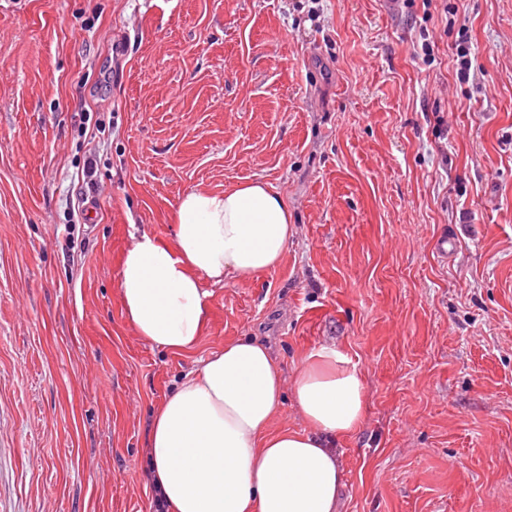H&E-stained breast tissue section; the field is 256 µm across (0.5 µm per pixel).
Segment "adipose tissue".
<instances>
[{"mask_svg": "<svg viewBox=\"0 0 512 512\" xmlns=\"http://www.w3.org/2000/svg\"><path fill=\"white\" fill-rule=\"evenodd\" d=\"M292 236L286 204L263 182L185 193L172 243L145 234L122 255L127 322L168 351L196 350L208 322L206 283L276 268ZM288 390L303 429L272 427ZM366 411L363 375L335 348L303 358L287 387L269 350L239 338L202 358L155 409L149 480L168 512H336V442Z\"/></svg>", "mask_w": 512, "mask_h": 512, "instance_id": "1", "label": "adipose tissue"}]
</instances>
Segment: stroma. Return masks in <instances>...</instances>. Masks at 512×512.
<instances>
[{
  "instance_id": "35a3bbf8",
  "label": "stroma",
  "mask_w": 512,
  "mask_h": 512,
  "mask_svg": "<svg viewBox=\"0 0 512 512\" xmlns=\"http://www.w3.org/2000/svg\"><path fill=\"white\" fill-rule=\"evenodd\" d=\"M254 180L281 263L138 337L123 251ZM243 336L363 373L339 512H512V0H0V512H153L152 412Z\"/></svg>"
}]
</instances>
